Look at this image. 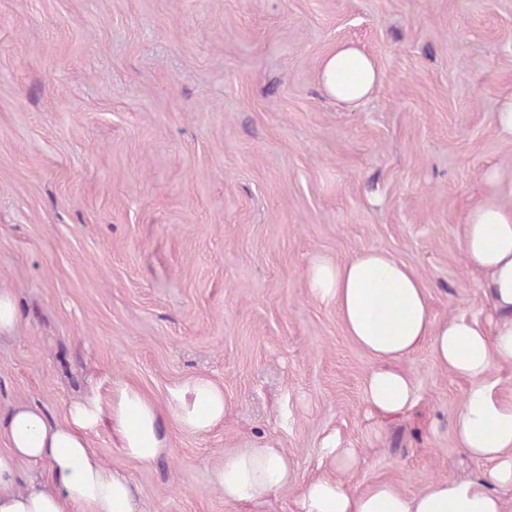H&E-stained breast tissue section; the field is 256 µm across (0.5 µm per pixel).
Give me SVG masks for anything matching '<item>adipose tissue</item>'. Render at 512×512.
<instances>
[{
	"instance_id": "1",
	"label": "adipose tissue",
	"mask_w": 512,
	"mask_h": 512,
	"mask_svg": "<svg viewBox=\"0 0 512 512\" xmlns=\"http://www.w3.org/2000/svg\"><path fill=\"white\" fill-rule=\"evenodd\" d=\"M380 80L374 59L351 43H339L319 61L324 96L347 108L366 101ZM459 246L494 314L493 329L477 319L437 320L423 277L413 266L379 249L340 262L314 261L311 293L335 304L347 336L372 360L364 383L369 411L392 418L412 409L417 389L401 361L429 346L445 371L465 379L454 417L460 448L490 462L481 481L441 478L410 494L394 483L351 480L361 455L336 444L325 447L327 474L294 485L288 451L275 440L246 439L226 451L212 479L233 504L261 506L295 490L298 512H512L501 492L512 488V398L496 393L494 369L512 366V207L491 197L468 215ZM224 390L203 376L187 379L158 402L136 385L116 383L108 402L71 403L63 422L38 406L16 402L0 417V512H140L136 488L120 466L91 450L87 434L107 424L122 455L148 465L170 448L169 426L204 434L224 421Z\"/></svg>"
}]
</instances>
